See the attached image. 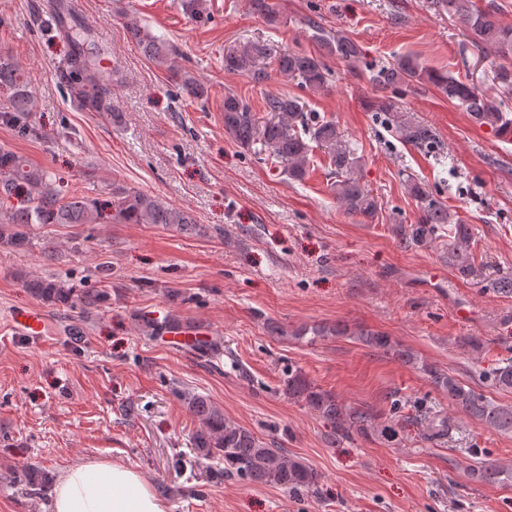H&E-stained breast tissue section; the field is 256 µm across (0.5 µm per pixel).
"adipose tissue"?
<instances>
[{"instance_id":"obj_1","label":"adipose tissue","mask_w":512,"mask_h":512,"mask_svg":"<svg viewBox=\"0 0 512 512\" xmlns=\"http://www.w3.org/2000/svg\"><path fill=\"white\" fill-rule=\"evenodd\" d=\"M51 512H166V505L135 470L87 461L62 470Z\"/></svg>"}]
</instances>
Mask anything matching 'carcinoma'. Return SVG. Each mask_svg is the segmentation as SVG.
Here are the masks:
<instances>
[{
	"label": "carcinoma",
	"mask_w": 512,
	"mask_h": 512,
	"mask_svg": "<svg viewBox=\"0 0 512 512\" xmlns=\"http://www.w3.org/2000/svg\"><path fill=\"white\" fill-rule=\"evenodd\" d=\"M251 10L269 22L276 21V7L271 0H249ZM437 6L457 17L469 32L475 46L486 45L499 57L512 60V26L496 19L497 5L488 0L478 7L473 0H436ZM314 38L324 55L338 57L352 64L363 62L365 55L358 44L339 32L312 25ZM128 35L142 46L154 64L163 67L169 78L187 95L201 99L207 87L179 66L176 50L158 40L138 25L127 27ZM64 38L72 47L69 67V94L85 112L115 113L112 95L113 77L117 68L103 65L104 52L96 48V56L85 54L84 46L95 45L93 32L76 21L63 27ZM230 70L251 73L256 82L268 77V68L293 80L301 87L318 93L328 84L329 70L323 60L313 54L280 51L261 41H247L232 48L225 57ZM369 81L380 89L396 88L412 82L433 84L448 100L467 112L477 125H489L505 138H512V113L501 111L469 83L426 69L410 54L382 65H365ZM0 91L7 94V103L0 108V126L21 135L36 132L32 124L33 98L24 71L7 58H0ZM268 118L260 119L250 106L234 93L224 94V132L239 146L252 149L259 145L271 159L283 164L288 179L301 182L309 173L313 145L330 150L331 189L344 211L362 220L373 218L378 201L360 182L354 168V149L342 141L336 123L319 120L313 126L305 123L303 105L294 96H272L266 101ZM401 137L417 148L438 147L434 131L422 123L396 121ZM411 194L419 203L418 223L410 225L407 235L414 243L433 238L442 224L451 223L448 208L435 199L420 184L410 183ZM7 205L5 218L0 220V245L17 250L29 246L36 231L48 224H163L181 232L207 234L184 210L166 204L158 198L116 185L110 200L80 197L71 192L63 178L55 172L30 164L12 151L0 147V206ZM448 262L463 277L470 279L477 268L471 251V233L466 224L453 227V240L448 243ZM29 291L47 301L78 307L89 313L102 308L107 299L97 288H73L59 278H36L25 282ZM345 325L315 326L295 332L298 337L344 335ZM354 336L366 347L380 350L399 361L418 367L429 383L448 397V405L458 413L476 418L485 425L504 433H512V405H502L453 375L428 364L418 363L417 357L400 347L383 332L359 330ZM491 384L500 390H512V361L498 364L489 375ZM288 397L303 401L320 417L327 420L338 436H367L375 432L387 438L397 434L392 422L380 421V415L369 408L348 407L335 394L314 385L299 369H291L285 379ZM191 413L201 427L192 438L194 465L224 460V474L238 477L251 484L269 485L289 494L312 495L320 475L306 462L289 456L282 448L260 439L250 429L224 416V411L207 396L184 395ZM424 438L441 439L452 434L450 418L439 414L424 418ZM471 476L488 483L499 480L501 472L483 463L471 470Z\"/></svg>",
	"instance_id": "1"
}]
</instances>
